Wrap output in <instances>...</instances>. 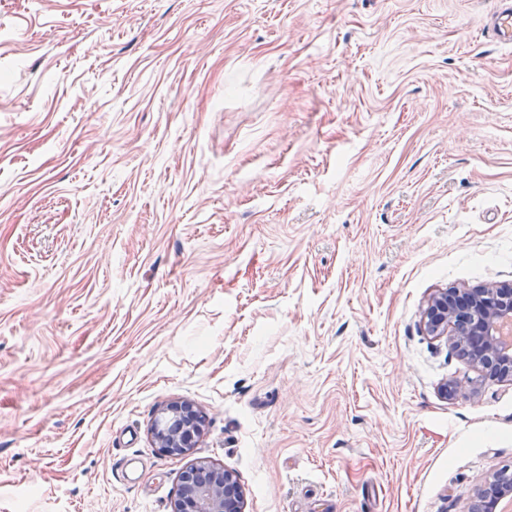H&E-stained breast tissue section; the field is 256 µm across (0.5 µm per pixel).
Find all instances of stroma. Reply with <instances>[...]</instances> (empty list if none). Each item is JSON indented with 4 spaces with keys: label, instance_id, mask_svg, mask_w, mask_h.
<instances>
[{
    "label": "stroma",
    "instance_id": "obj_1",
    "mask_svg": "<svg viewBox=\"0 0 512 512\" xmlns=\"http://www.w3.org/2000/svg\"><path fill=\"white\" fill-rule=\"evenodd\" d=\"M492 8L0 0V512H171L201 462L245 512H469L512 469V381L422 324L512 283ZM204 427L203 416L190 403L170 406L158 417L152 427V435L158 447L171 456L183 455L194 447V438Z\"/></svg>",
    "mask_w": 512,
    "mask_h": 512
}]
</instances>
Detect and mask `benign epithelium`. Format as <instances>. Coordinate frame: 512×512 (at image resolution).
Returning a JSON list of instances; mask_svg holds the SVG:
<instances>
[{"label": "benign epithelium", "instance_id": "obj_1", "mask_svg": "<svg viewBox=\"0 0 512 512\" xmlns=\"http://www.w3.org/2000/svg\"><path fill=\"white\" fill-rule=\"evenodd\" d=\"M505 317L512 318V283H490L475 288L442 289L428 301L423 316L426 331L446 337L483 376L512 381V352L500 349L496 330ZM445 395L472 396L473 380L454 382ZM204 427L203 416L185 402L170 406L158 417L152 435L158 447L171 456L194 447ZM512 493L499 475L487 480L478 492L471 512H496L499 501ZM244 496L235 474L205 463L194 467L172 512H243Z\"/></svg>", "mask_w": 512, "mask_h": 512}]
</instances>
